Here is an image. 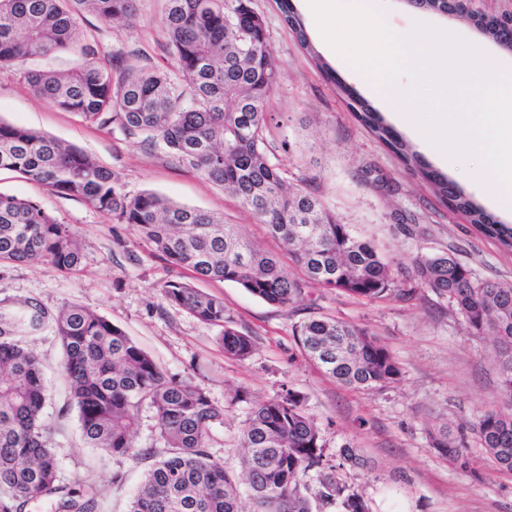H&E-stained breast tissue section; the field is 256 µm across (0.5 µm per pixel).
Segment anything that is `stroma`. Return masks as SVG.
<instances>
[{
  "label": "stroma",
  "instance_id": "obj_1",
  "mask_svg": "<svg viewBox=\"0 0 512 512\" xmlns=\"http://www.w3.org/2000/svg\"><path fill=\"white\" fill-rule=\"evenodd\" d=\"M385 8L393 31L422 22L468 42L497 51L472 25L437 13L414 12L405 0H371ZM318 51L334 69L327 76L295 38L277 0H254L263 19L269 49L283 71L275 87L268 125L281 144L278 158L291 173L314 177V186L341 223L370 239L392 262L398 281L409 278L416 254L448 253L480 279L512 284V251L478 233L439 197L431 185L411 175L398 158L361 123L349 104L356 96L389 109L358 79L350 65L329 53L306 0H292ZM163 0H140L139 21H104L90 15L76 30L75 44L98 43L103 57L139 49L147 65L168 72L175 61L164 48ZM0 121L57 138L117 173L125 193L154 192L239 225L242 233L281 262L282 243L256 222L240 201L179 163L162 147L129 137L120 123L99 125L79 114L33 97L21 74L0 69ZM0 194L30 199L76 234L81 263L64 274L44 262L0 268V300L34 298L49 309L77 303L105 317L132 337L169 375L201 384L224 412L210 440V453L226 469L240 471V438L252 408L298 392L320 429L326 456L353 448L361 466L345 479L361 491L371 512H512V475L497 472L483 449L470 455L476 475L455 468L431 446L430 431L459 427L488 409H504L490 339L466 333L446 299L421 290L406 301L368 302L341 292L306 288L291 307L268 304L229 282L193 279L171 267L140 240L133 227L119 223L84 200L52 194L18 173L0 171ZM224 301L227 326L252 336L255 346L243 362L228 358L219 327L169 305L162 287L173 278ZM331 316L367 329L393 356L399 382L355 390L329 378L305 356L296 327L313 316ZM35 347L46 364L48 398L44 415L56 428L59 479L70 491L83 482L101 490L98 512H125L143 481L148 462L112 456L84 444L77 412L68 404V382L59 370L62 347L45 331Z\"/></svg>",
  "mask_w": 512,
  "mask_h": 512
}]
</instances>
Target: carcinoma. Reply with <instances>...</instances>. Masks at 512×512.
Listing matches in <instances>:
<instances>
[{
    "label": "carcinoma",
    "instance_id": "1",
    "mask_svg": "<svg viewBox=\"0 0 512 512\" xmlns=\"http://www.w3.org/2000/svg\"><path fill=\"white\" fill-rule=\"evenodd\" d=\"M137 0H0V68L14 67L31 93L100 125L119 121L128 136L159 142L205 179L239 199L288 251L298 278L276 256L246 240L235 224L144 191L130 196L118 176L82 150L23 126L0 122V171L19 173L62 197L80 198L130 224L170 265L199 279L233 283L280 307L298 302L313 286L374 301L408 300L427 289L448 300L468 334L496 348L500 393L512 403V286L476 278L448 254H417L411 282L397 283L375 245L352 233L311 189V178L291 182L266 135L268 104L281 69L253 0H165L162 28L176 74L125 57L107 63L96 44L81 45V63L67 71L37 70L30 61L75 49L74 32L86 14L104 21H137ZM279 9L297 39L315 53L291 0ZM477 28L500 38L497 17ZM360 119L412 172L427 178L443 201L485 236L512 249V226L502 224L447 177L428 170L363 99ZM47 262L71 273L81 255L70 227L35 201L0 194V267ZM172 306L222 328L224 353L239 361L254 351L252 337L224 325V301L181 280L163 285ZM50 329L61 342L60 371L82 436L112 456L153 459L127 512H243L240 487L250 491V512H369L363 495L340 476L361 458L344 449L335 462L324 455L319 428L291 390L256 405L240 443L242 472L230 473L208 451L224 413L193 379L166 375L128 334L106 318L68 303L51 311L28 298L0 302V512H22L37 496L56 497L55 512H97L100 491L87 483L74 495L58 480L55 427L44 417L46 366L36 352ZM297 340L308 359L353 389L400 380L401 368L369 331L330 317L300 324ZM155 411V446L137 448L133 428L142 404ZM495 468L512 475V413L488 410L457 432L431 435L432 447L462 472L475 471L470 442ZM317 473V488L300 474Z\"/></svg>",
    "mask_w": 512,
    "mask_h": 512
}]
</instances>
